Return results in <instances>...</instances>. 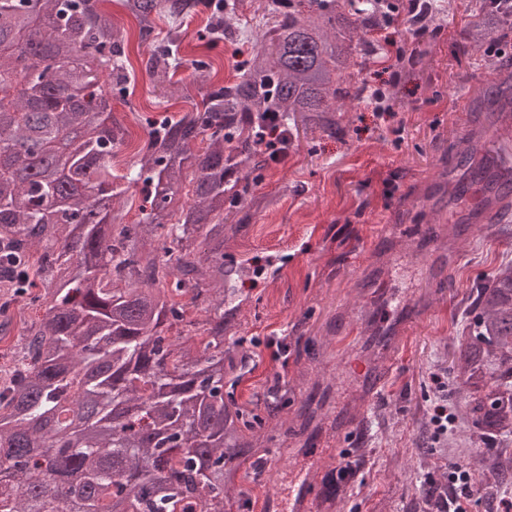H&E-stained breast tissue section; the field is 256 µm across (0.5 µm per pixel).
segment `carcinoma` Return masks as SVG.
Listing matches in <instances>:
<instances>
[{"mask_svg": "<svg viewBox=\"0 0 512 512\" xmlns=\"http://www.w3.org/2000/svg\"><path fill=\"white\" fill-rule=\"evenodd\" d=\"M38 2L51 20L46 44L18 41ZM98 0H0V89L21 62L30 71L27 99L0 115V144L17 146L0 170V286L10 292L29 272L32 252L48 298L26 324L14 356L0 365V512H231L229 484L257 470L256 427L249 412L224 404V331L236 308L224 287V221L268 201L252 191L250 173L271 165L257 148L276 121L334 133L346 101L368 98L356 58L381 54L364 39L390 17V0H271L266 30L243 73L211 85L201 103L149 131L136 173H114L112 158L127 128L112 113V91L128 79L124 27ZM141 43L152 48L145 69L174 87L182 66V25L202 15L206 28L231 29L237 4L224 13L208 0H123ZM432 4L415 29H427ZM168 25L166 33L158 22ZM512 29V0H479L465 39L480 48ZM86 57L81 73L74 50ZM477 88V111L512 110V68ZM79 139L62 154L54 142L71 130ZM208 149L194 151L199 138ZM459 153L467 177L493 182L494 215L475 210L466 222L498 224L512 210V182L495 181V160L472 139ZM481 158H476L477 154ZM145 183L149 208L136 224L115 209L120 182ZM179 278L165 288L174 273ZM189 293L205 318L189 320L173 293ZM198 332L171 336L178 326ZM465 392L470 439L483 457L487 485H512V261L476 288L470 317L454 347ZM135 411L137 425L128 415ZM73 471L77 484L59 477Z\"/></svg>", "mask_w": 512, "mask_h": 512, "instance_id": "1", "label": "carcinoma"}]
</instances>
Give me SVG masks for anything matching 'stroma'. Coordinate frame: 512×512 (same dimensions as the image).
I'll list each match as a JSON object with an SVG mask.
<instances>
[{
	"label": "stroma",
	"instance_id": "stroma-1",
	"mask_svg": "<svg viewBox=\"0 0 512 512\" xmlns=\"http://www.w3.org/2000/svg\"><path fill=\"white\" fill-rule=\"evenodd\" d=\"M261 2H241L239 26L251 31L248 39L228 33L214 44L200 20L183 24L176 78L188 89L185 99L152 81L142 65L149 49L130 39L135 81L112 101L129 130L118 173L140 165L155 120L192 110V96L207 85L206 62L220 64L228 80L240 73L257 46ZM441 2L434 33L415 36L396 16L369 33L385 49L411 52L401 62L388 57L363 66L361 78L387 94L382 110L357 102L342 113L341 134H299L287 161L251 176L268 207L243 224L227 222L224 264L237 271L230 282L237 311L224 343L244 369L240 384L225 385L224 401L248 404L264 419L266 468L233 482L250 491L252 512H277L274 496L310 448L330 451L315 484L343 453L354 452L360 467L333 512H415L421 492L447 482L448 462L465 454L453 340L473 289L512 258V223L454 233L470 205L448 182L458 162L449 148L474 128L459 100L473 99L493 51L512 59V30L495 32L494 44L474 50L462 36L473 0ZM394 225L403 226L402 235L391 234ZM42 292L28 288L19 303L0 310V322L14 330L0 340V363L16 346V331L39 314ZM388 294L422 312L389 346L382 323H398L400 315L386 304ZM388 358L393 364L378 395L368 397L349 361L379 365ZM435 373L448 379L455 418L439 446L428 416ZM278 385L287 393L278 418L269 420L265 397ZM346 416L365 424L332 426V418Z\"/></svg>",
	"mask_w": 512,
	"mask_h": 512
}]
</instances>
